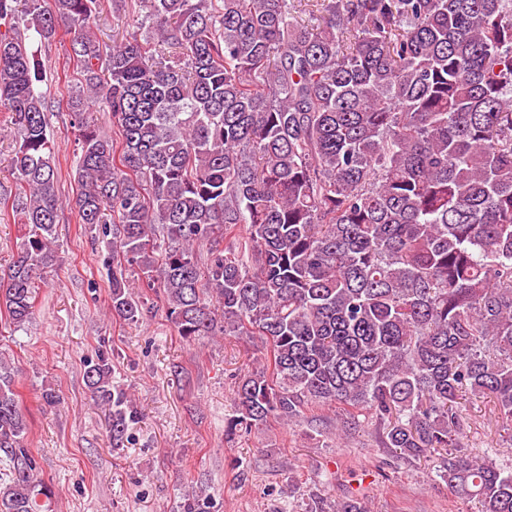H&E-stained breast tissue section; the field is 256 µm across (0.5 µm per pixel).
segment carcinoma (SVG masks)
I'll return each instance as SVG.
<instances>
[{
	"instance_id": "cac0c4a2",
	"label": "carcinoma",
	"mask_w": 512,
	"mask_h": 512,
	"mask_svg": "<svg viewBox=\"0 0 512 512\" xmlns=\"http://www.w3.org/2000/svg\"><path fill=\"white\" fill-rule=\"evenodd\" d=\"M144 12L112 52L97 0H0V108L20 140L3 204L24 230L0 276L4 328L31 319L56 261L62 200L30 42L60 26L82 90L80 223L109 226L112 314L135 323L126 268L186 342L257 337L235 432L339 409L385 448L443 451L478 512H512V467L466 454L461 393L493 400L512 446V0H115ZM112 112V138L82 114ZM207 248L200 266L196 248ZM89 363L112 445L141 414ZM14 367L0 356V512H44Z\"/></svg>"
}]
</instances>
